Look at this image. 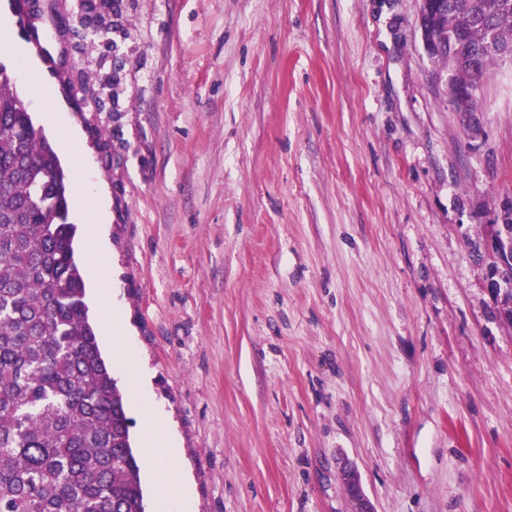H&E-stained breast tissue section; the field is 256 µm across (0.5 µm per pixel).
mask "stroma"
Returning <instances> with one entry per match:
<instances>
[{
	"label": "stroma",
	"mask_w": 512,
	"mask_h": 512,
	"mask_svg": "<svg viewBox=\"0 0 512 512\" xmlns=\"http://www.w3.org/2000/svg\"><path fill=\"white\" fill-rule=\"evenodd\" d=\"M0 0L24 105L48 81L108 201L128 330L187 512H512V328L471 241L512 195V65L480 137L419 0ZM339 477L349 492L354 505L353 512H376L372 502L365 495L358 469L351 463L345 462L340 468Z\"/></svg>",
	"instance_id": "obj_1"
}]
</instances>
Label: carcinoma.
<instances>
[{
    "mask_svg": "<svg viewBox=\"0 0 512 512\" xmlns=\"http://www.w3.org/2000/svg\"><path fill=\"white\" fill-rule=\"evenodd\" d=\"M430 4L448 103L469 118L512 51V0ZM74 236L59 157L0 64V512H146Z\"/></svg>",
    "mask_w": 512,
    "mask_h": 512,
    "instance_id": "cac0c4a2",
    "label": "carcinoma"
}]
</instances>
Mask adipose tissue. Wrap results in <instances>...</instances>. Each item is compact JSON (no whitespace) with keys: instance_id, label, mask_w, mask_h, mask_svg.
<instances>
[{"instance_id":"adipose-tissue-1","label":"adipose tissue","mask_w":512,"mask_h":512,"mask_svg":"<svg viewBox=\"0 0 512 512\" xmlns=\"http://www.w3.org/2000/svg\"><path fill=\"white\" fill-rule=\"evenodd\" d=\"M148 382L143 373H135L131 392V405L151 434L146 440V456L150 467L155 471L161 492L166 500L186 505L189 499V486L172 465L178 454L174 441L164 435L162 412L148 403Z\"/></svg>"}]
</instances>
